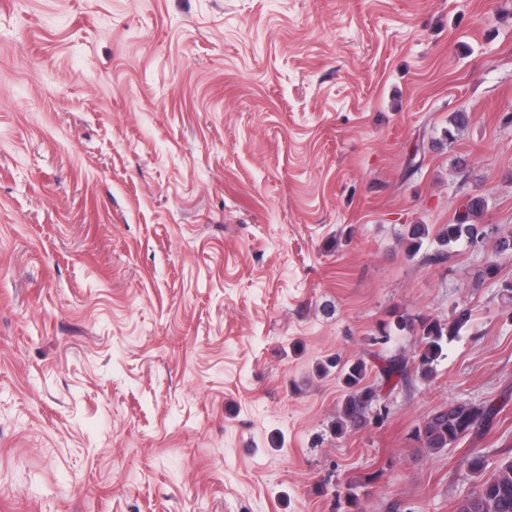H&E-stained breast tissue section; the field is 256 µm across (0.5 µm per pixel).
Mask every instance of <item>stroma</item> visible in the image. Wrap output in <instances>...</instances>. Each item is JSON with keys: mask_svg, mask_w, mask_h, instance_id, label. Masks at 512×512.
Wrapping results in <instances>:
<instances>
[{"mask_svg": "<svg viewBox=\"0 0 512 512\" xmlns=\"http://www.w3.org/2000/svg\"><path fill=\"white\" fill-rule=\"evenodd\" d=\"M468 125L444 139L452 113ZM486 198L481 251L407 225ZM512 0H0V512H456L512 446ZM496 264V276L486 274ZM471 320L337 437L392 311ZM501 411L491 402L439 406L416 428L413 437L421 448L439 451L468 436L481 434Z\"/></svg>", "mask_w": 512, "mask_h": 512, "instance_id": "35a3bbf8", "label": "stroma"}]
</instances>
